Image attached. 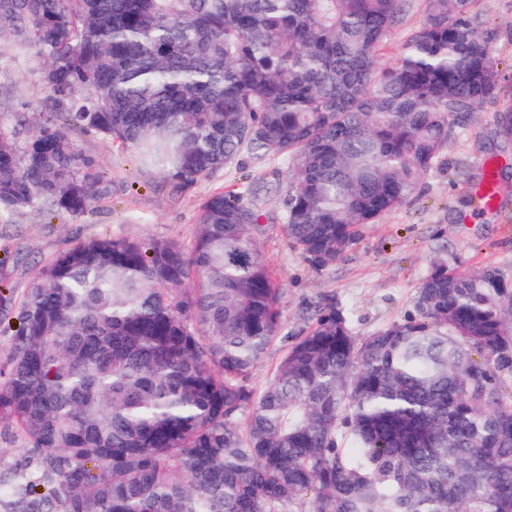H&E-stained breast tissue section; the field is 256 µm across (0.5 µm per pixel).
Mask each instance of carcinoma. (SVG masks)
Wrapping results in <instances>:
<instances>
[{
  "mask_svg": "<svg viewBox=\"0 0 512 512\" xmlns=\"http://www.w3.org/2000/svg\"><path fill=\"white\" fill-rule=\"evenodd\" d=\"M0 0V70L34 52L54 120L0 129V222L72 219L116 186L93 131L191 188L244 154L288 163V243L325 270L406 203L452 119L497 89L478 0ZM253 191L209 195L189 243L90 238L0 297V425L28 448L0 512H512V280L441 258L414 312L368 335L315 307L282 329ZM405 21L403 25L393 28L385 39L378 62L381 66L394 65L399 57L401 45L413 29L425 18L423 0H406Z\"/></svg>",
  "mask_w": 512,
  "mask_h": 512,
  "instance_id": "cac0c4a2",
  "label": "carcinoma"
}]
</instances>
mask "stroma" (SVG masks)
<instances>
[{"mask_svg": "<svg viewBox=\"0 0 512 512\" xmlns=\"http://www.w3.org/2000/svg\"><path fill=\"white\" fill-rule=\"evenodd\" d=\"M480 27L492 35L498 68L493 98L456 119L454 132L435 167L413 198L384 213L335 265L318 271L288 243L280 219L289 189L288 165L242 155L213 178L189 189L175 188L143 169L131 152L92 132H75L78 146L97 156L108 176L124 187L110 203L73 220L64 215L17 213L0 224V290L30 287L36 268L55 253L93 237L193 238L205 197L220 190L255 187L267 217L262 251L284 292L283 330L253 369L250 385L264 389L285 350L306 328L314 306H347L356 335L370 334L414 309L417 288L435 260L463 270L496 267L512 276V137L496 115L512 105V0H479ZM425 18L423 0H406L405 21L388 34L378 62L394 65L413 29ZM39 60L15 63L0 72V129L23 143L46 117L49 90L37 74ZM495 170L502 192L492 206L478 201V187Z\"/></svg>", "mask_w": 512, "mask_h": 512, "instance_id": "35a3bbf8", "label": "stroma"}]
</instances>
